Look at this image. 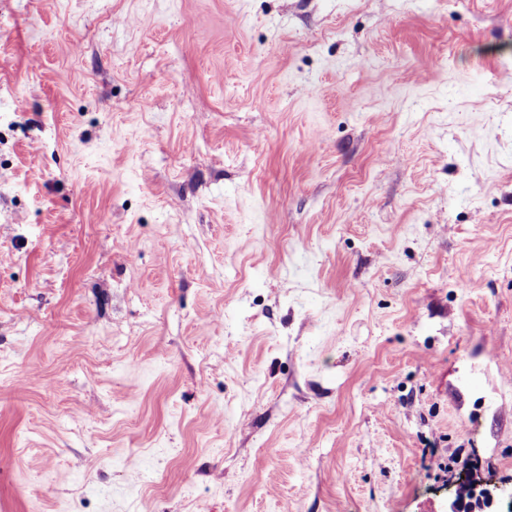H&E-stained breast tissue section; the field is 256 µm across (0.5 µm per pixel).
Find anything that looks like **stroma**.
<instances>
[{"mask_svg":"<svg viewBox=\"0 0 512 512\" xmlns=\"http://www.w3.org/2000/svg\"><path fill=\"white\" fill-rule=\"evenodd\" d=\"M463 475L512 482V0H0V512Z\"/></svg>","mask_w":512,"mask_h":512,"instance_id":"stroma-1","label":"stroma"}]
</instances>
